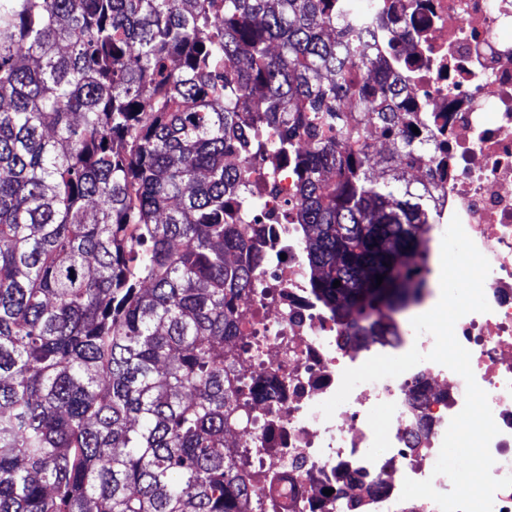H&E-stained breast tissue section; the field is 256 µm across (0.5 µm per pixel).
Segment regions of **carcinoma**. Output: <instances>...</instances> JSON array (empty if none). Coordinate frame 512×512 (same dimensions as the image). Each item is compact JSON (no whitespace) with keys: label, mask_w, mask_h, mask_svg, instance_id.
<instances>
[{"label":"carcinoma","mask_w":512,"mask_h":512,"mask_svg":"<svg viewBox=\"0 0 512 512\" xmlns=\"http://www.w3.org/2000/svg\"><path fill=\"white\" fill-rule=\"evenodd\" d=\"M405 94L336 0H0V512H252L224 433L259 257L227 203L293 154L310 288L391 332L438 206Z\"/></svg>","instance_id":"1"}]
</instances>
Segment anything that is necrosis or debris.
Here are the masks:
<instances>
[{
    "instance_id": "4bbe7bcc",
    "label": "necrosis or debris",
    "mask_w": 512,
    "mask_h": 512,
    "mask_svg": "<svg viewBox=\"0 0 512 512\" xmlns=\"http://www.w3.org/2000/svg\"><path fill=\"white\" fill-rule=\"evenodd\" d=\"M342 22H356L366 49H381L388 0H338ZM417 24L401 33L398 72L404 107L424 113L435 151L417 164L443 207L460 217L489 260V312L469 313L455 335L471 354L499 433L490 443L494 477L512 475V0H405ZM297 177L284 164L267 179L245 223L261 227L254 290L240 302L241 379L255 383L253 420L232 437L247 455V480L269 512H439L426 498L401 500L405 479H432L466 382L424 361L395 378L358 384L332 418L319 406L345 369L411 348L429 353L430 334L401 323L393 336L345 343L306 273L294 222Z\"/></svg>"
}]
</instances>
